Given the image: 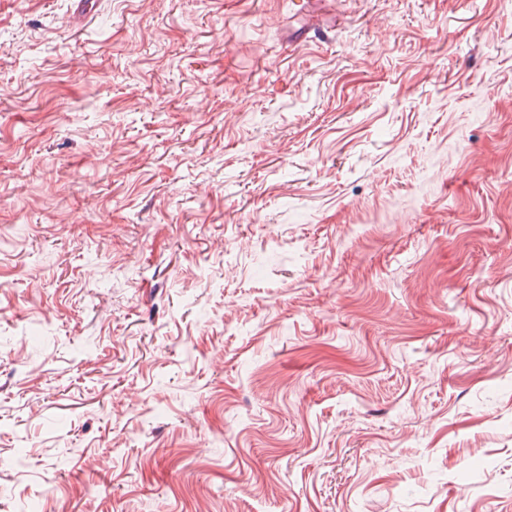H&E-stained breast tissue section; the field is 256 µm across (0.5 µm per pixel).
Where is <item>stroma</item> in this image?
Returning <instances> with one entry per match:
<instances>
[{
	"instance_id": "35a3bbf8",
	"label": "stroma",
	"mask_w": 512,
	"mask_h": 512,
	"mask_svg": "<svg viewBox=\"0 0 512 512\" xmlns=\"http://www.w3.org/2000/svg\"><path fill=\"white\" fill-rule=\"evenodd\" d=\"M0 0V512H512V0Z\"/></svg>"
}]
</instances>
